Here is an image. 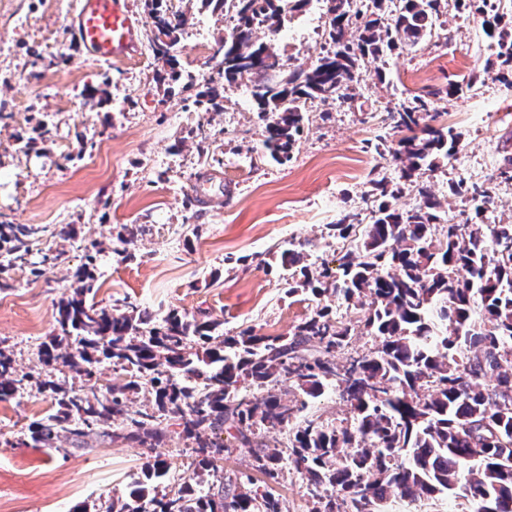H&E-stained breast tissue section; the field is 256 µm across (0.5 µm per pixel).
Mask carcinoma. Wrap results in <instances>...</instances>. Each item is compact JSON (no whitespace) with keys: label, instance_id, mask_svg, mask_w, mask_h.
<instances>
[{"label":"carcinoma","instance_id":"1","mask_svg":"<svg viewBox=\"0 0 512 512\" xmlns=\"http://www.w3.org/2000/svg\"><path fill=\"white\" fill-rule=\"evenodd\" d=\"M234 25L215 42L222 78L254 82L253 107L264 123V145L280 164L290 160L315 101L355 102L370 60L384 61L416 47L443 28L448 0H322L327 47L306 69L288 66L273 42L288 16L309 0H233ZM148 42L154 57L180 77L174 55L189 16L170 0H146ZM463 12L481 22L494 44L492 79L512 87V0H465ZM477 74L464 84L428 90L399 106L384 107L400 138L383 147L399 162L397 182H374L368 214L346 208L333 225L347 241L332 276L307 264L296 249L281 254L288 296L309 293L364 308L356 321L334 317L317 304L287 336L248 327L222 337L218 323L170 312L99 307L88 300L97 256L73 274L69 294L56 306L57 335L43 346L41 365L68 370L92 384L67 389L53 380L38 385L54 394V409L34 421L27 443L56 448L67 440L83 447L94 436L120 438L152 449L171 437L163 420L180 428L194 454L192 475L168 488L147 486L166 476L167 463L149 457L147 483L107 500L99 512H283L282 462L305 485L311 512H386L390 498L461 501L462 512H512V219L490 224L493 187L448 181V191L471 205L465 222L448 219L423 179L451 164L461 134L427 120L434 101L478 90ZM407 192L414 204H399ZM46 228L0 222V246L25 262L29 245ZM379 340L350 357L345 373L336 353L355 336ZM107 360L120 382L101 384ZM29 373L0 346V401L12 398ZM151 384L152 400L133 410L131 396ZM292 380L311 398L336 387L349 406L347 423H329L293 404L275 388ZM120 427L112 429L114 423ZM234 432L251 449L262 476L224 482L226 445ZM212 477L213 494L196 495L192 482Z\"/></svg>","mask_w":512,"mask_h":512}]
</instances>
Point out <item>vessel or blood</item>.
Returning a JSON list of instances; mask_svg holds the SVG:
<instances>
[{
    "label": "vessel or blood",
    "mask_w": 512,
    "mask_h": 512,
    "mask_svg": "<svg viewBox=\"0 0 512 512\" xmlns=\"http://www.w3.org/2000/svg\"><path fill=\"white\" fill-rule=\"evenodd\" d=\"M72 28L79 44L105 62L138 46L139 22L122 0H81Z\"/></svg>",
    "instance_id": "b4317fda"
}]
</instances>
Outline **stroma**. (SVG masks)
Instances as JSON below:
<instances>
[{
    "label": "stroma",
    "instance_id": "stroma-1",
    "mask_svg": "<svg viewBox=\"0 0 512 512\" xmlns=\"http://www.w3.org/2000/svg\"><path fill=\"white\" fill-rule=\"evenodd\" d=\"M80 0H0V214L15 224H71L73 238L37 243L25 267L8 264L0 250V345L20 372L34 375L13 398L0 401V512H93L125 496L151 451L121 439L97 437L76 450L33 448L29 425L53 407L45 377L73 387L82 378L47 372L38 354L56 329V304L98 243L94 300L99 306L170 311L221 324L225 335L251 327L279 336L314 309L308 295L286 296L280 253L303 250L309 264L337 268L341 240L332 236L343 208H365L375 178L398 181L399 164L381 155L391 138L376 115L423 87H445L483 72L492 55L477 18L449 12L446 30L417 51L386 58L385 82L366 73L354 107L312 104L304 133L282 165L264 158L263 123L251 104L252 84L225 87L224 107L205 109L181 83L156 84L161 64L149 44L106 63L73 38L70 21ZM193 18L181 37L183 73L220 77L217 60L199 45L223 38L230 21L200 0H175ZM322 6L311 0L285 23L287 39L274 47L295 68L309 67L320 45ZM58 64H35L36 55ZM94 96H87V89ZM438 124L461 133L448 172L427 174L449 216L462 203L449 180L492 182L495 219L512 216V181L497 169L512 156V89L487 81L480 90L438 101ZM50 139L36 138L41 122ZM205 126L209 138L195 136ZM203 170L224 183V204L197 205L191 185ZM141 232L128 254L117 253L124 225Z\"/></svg>",
    "mask_w": 512,
    "mask_h": 512
}]
</instances>
